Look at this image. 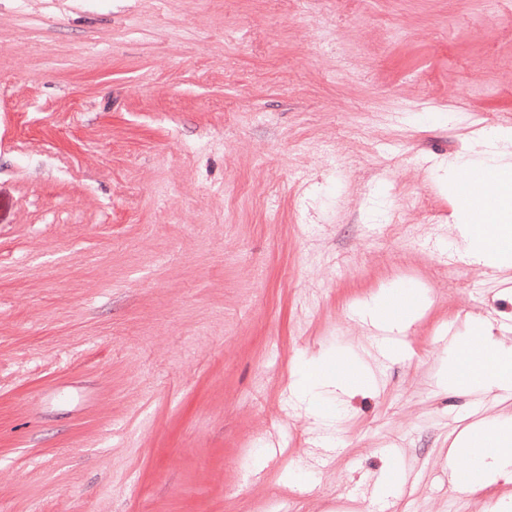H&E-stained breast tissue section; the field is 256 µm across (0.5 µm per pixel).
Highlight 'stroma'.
I'll return each mask as SVG.
<instances>
[{"mask_svg": "<svg viewBox=\"0 0 512 512\" xmlns=\"http://www.w3.org/2000/svg\"><path fill=\"white\" fill-rule=\"evenodd\" d=\"M512 128V0H0V512H499L448 446L512 272L449 240L446 164ZM423 285L394 358L357 317ZM351 349L340 445L290 397ZM443 372L450 392L487 395L512 384V339L495 336L486 322L475 323L455 341L454 357Z\"/></svg>", "mask_w": 512, "mask_h": 512, "instance_id": "1", "label": "stroma"}]
</instances>
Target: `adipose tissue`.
<instances>
[{"label":"adipose tissue","instance_id":"obj_1","mask_svg":"<svg viewBox=\"0 0 512 512\" xmlns=\"http://www.w3.org/2000/svg\"><path fill=\"white\" fill-rule=\"evenodd\" d=\"M453 227L465 253L477 264L502 273L512 270V129L476 134L466 153L449 160ZM492 188L500 197L493 211L474 205L463 193V174ZM350 356L339 354L329 361H305L290 387L292 395L306 403L310 414L331 418L329 396L351 397L357 392L345 380ZM512 385V339L495 336L489 323H475L454 344L450 377L451 392L483 395ZM480 436L487 450L472 458L473 436ZM448 457L476 463L481 483L512 479V415L503 420L478 418L452 441Z\"/></svg>","mask_w":512,"mask_h":512}]
</instances>
